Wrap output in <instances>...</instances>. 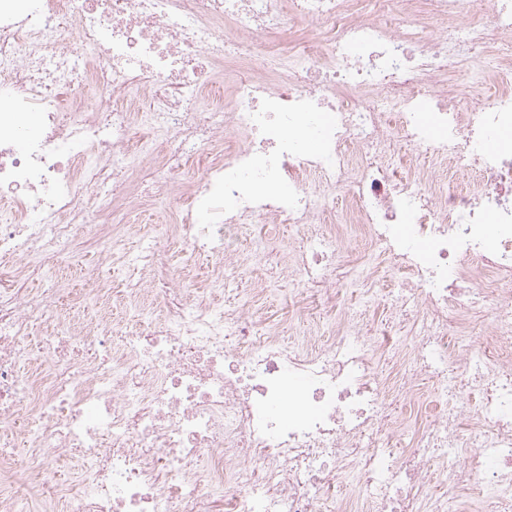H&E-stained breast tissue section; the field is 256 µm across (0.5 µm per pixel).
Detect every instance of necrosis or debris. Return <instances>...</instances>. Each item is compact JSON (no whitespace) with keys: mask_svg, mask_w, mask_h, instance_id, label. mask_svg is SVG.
<instances>
[{"mask_svg":"<svg viewBox=\"0 0 512 512\" xmlns=\"http://www.w3.org/2000/svg\"><path fill=\"white\" fill-rule=\"evenodd\" d=\"M297 19L325 39L277 49ZM509 130L512 0H0V512H21L18 471L43 512H413L435 448L425 512L480 483L481 512H512V368L490 356L512 344ZM400 144L446 173L401 174ZM472 172L478 188H449ZM174 186L138 258L157 315L117 323L96 268L90 306L22 289L89 243L126 260L124 199ZM275 219L296 230L297 292L322 307L378 286L341 225L400 273L390 305L419 332L391 371L387 330L355 310L313 348L213 306L227 240L260 224L254 249L277 251ZM177 247L215 262L184 301ZM463 347L483 356L461 378ZM424 377L447 412L423 414ZM67 457L77 482L56 479ZM349 471L360 498L334 493Z\"/></svg>","mask_w":512,"mask_h":512,"instance_id":"1","label":"necrosis or debris"}]
</instances>
